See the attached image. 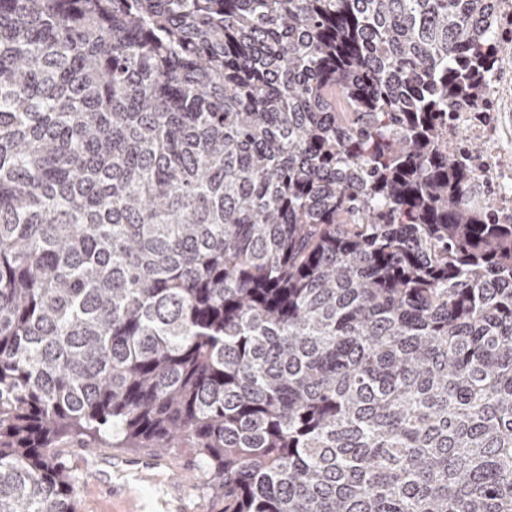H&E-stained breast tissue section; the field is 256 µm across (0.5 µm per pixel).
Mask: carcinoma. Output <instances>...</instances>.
<instances>
[{
    "mask_svg": "<svg viewBox=\"0 0 512 512\" xmlns=\"http://www.w3.org/2000/svg\"><path fill=\"white\" fill-rule=\"evenodd\" d=\"M512 0H0V512L59 443L218 512H512V220L452 115ZM169 457H171L173 460L180 462L183 464L187 469V474H189L191 480L193 481L195 489L193 490L194 495L196 496L197 502L201 506L200 512H216L215 509H212V504L209 499L202 493L201 490H198L196 488V480L193 479L195 477L196 471L194 470L195 466V460L193 458L192 453L188 448H183L180 453L178 454H169ZM192 487L182 474L177 470L176 477L166 490L167 505L173 512H198L200 509L192 495Z\"/></svg>",
    "mask_w": 512,
    "mask_h": 512,
    "instance_id": "carcinoma-1",
    "label": "carcinoma"
}]
</instances>
